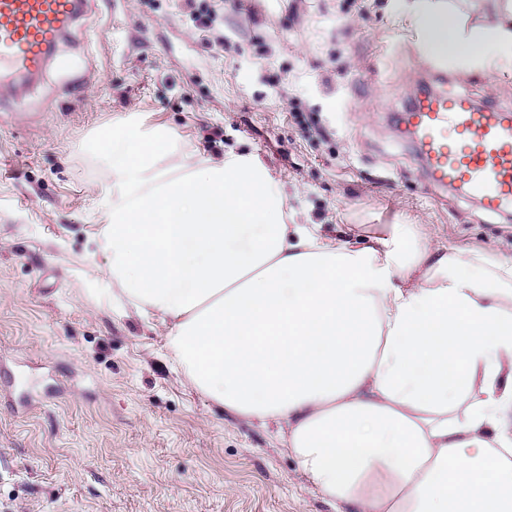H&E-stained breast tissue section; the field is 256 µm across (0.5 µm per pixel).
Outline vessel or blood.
<instances>
[{"instance_id":"obj_1","label":"vessel or blood","mask_w":512,"mask_h":512,"mask_svg":"<svg viewBox=\"0 0 512 512\" xmlns=\"http://www.w3.org/2000/svg\"><path fill=\"white\" fill-rule=\"evenodd\" d=\"M87 0H0V75L35 79L61 39L86 14ZM412 96L403 129L430 181L479 200L491 214L512 210V104L476 103L444 90L445 72Z\"/></svg>"}]
</instances>
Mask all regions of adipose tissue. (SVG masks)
Listing matches in <instances>:
<instances>
[{
    "instance_id": "adipose-tissue-1",
    "label": "adipose tissue",
    "mask_w": 512,
    "mask_h": 512,
    "mask_svg": "<svg viewBox=\"0 0 512 512\" xmlns=\"http://www.w3.org/2000/svg\"><path fill=\"white\" fill-rule=\"evenodd\" d=\"M413 18L433 56L512 58V0L469 30L448 0ZM110 153L107 273L160 314L196 388L276 425L332 507L512 512V258L434 249L410 224L353 248L283 223L246 158L169 180L153 141Z\"/></svg>"
}]
</instances>
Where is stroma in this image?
I'll return each instance as SVG.
<instances>
[{
	"instance_id": "35a3bbf8",
	"label": "stroma",
	"mask_w": 512,
	"mask_h": 512,
	"mask_svg": "<svg viewBox=\"0 0 512 512\" xmlns=\"http://www.w3.org/2000/svg\"><path fill=\"white\" fill-rule=\"evenodd\" d=\"M89 0L46 74L0 86V512H332L280 444L195 388L159 314L105 271L122 188L105 133L158 134L170 179L250 157L282 219L364 246L414 224L433 245L512 257V215L432 185L399 111L428 81L392 0ZM477 101L493 76L445 63Z\"/></svg>"
}]
</instances>
